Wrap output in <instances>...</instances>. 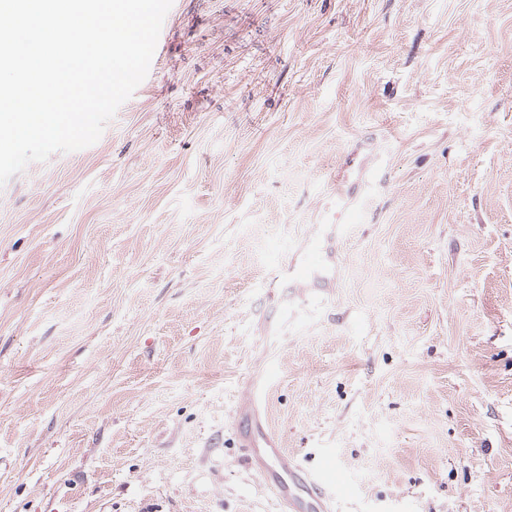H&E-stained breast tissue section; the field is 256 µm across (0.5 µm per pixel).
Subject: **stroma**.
<instances>
[{"mask_svg":"<svg viewBox=\"0 0 512 512\" xmlns=\"http://www.w3.org/2000/svg\"><path fill=\"white\" fill-rule=\"evenodd\" d=\"M329 234L326 297L274 280ZM256 378L337 512H512V0H173L101 138L0 186V512H276ZM336 204L341 209L336 214L338 224H360L363 221L364 214L361 207L357 202L346 200L342 192H336Z\"/></svg>","mask_w":512,"mask_h":512,"instance_id":"1","label":"stroma"}]
</instances>
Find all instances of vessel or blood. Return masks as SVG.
Here are the masks:
<instances>
[{"label":"vessel or blood","instance_id":"vessel-or-blood-1","mask_svg":"<svg viewBox=\"0 0 512 512\" xmlns=\"http://www.w3.org/2000/svg\"><path fill=\"white\" fill-rule=\"evenodd\" d=\"M284 281L303 280L316 291L328 292L333 278L307 261L290 262L275 270ZM258 391H251L236 410L237 445L242 461L259 475L276 500L280 512H334L335 496L322 471L304 468L288 455L281 442L266 432L258 418Z\"/></svg>","mask_w":512,"mask_h":512}]
</instances>
